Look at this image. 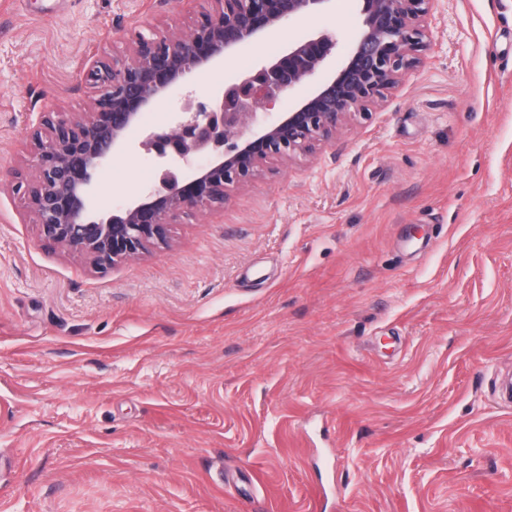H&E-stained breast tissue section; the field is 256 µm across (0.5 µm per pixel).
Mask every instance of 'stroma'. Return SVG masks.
Instances as JSON below:
<instances>
[{
  "label": "stroma",
  "mask_w": 512,
  "mask_h": 512,
  "mask_svg": "<svg viewBox=\"0 0 512 512\" xmlns=\"http://www.w3.org/2000/svg\"><path fill=\"white\" fill-rule=\"evenodd\" d=\"M184 0H0V170L84 112L91 50ZM354 0L201 71L255 73ZM421 66L335 145L106 273L0 190V512H512V0H438ZM113 156L94 204L156 184Z\"/></svg>",
  "instance_id": "1"
}]
</instances>
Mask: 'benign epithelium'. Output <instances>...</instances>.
Returning <instances> with one entry per match:
<instances>
[{
  "label": "benign epithelium",
  "mask_w": 512,
  "mask_h": 512,
  "mask_svg": "<svg viewBox=\"0 0 512 512\" xmlns=\"http://www.w3.org/2000/svg\"><path fill=\"white\" fill-rule=\"evenodd\" d=\"M331 0H188V31L168 18L147 30L121 27L124 54L94 51L80 75L91 101L65 117L53 110L28 122L25 151L0 172V188L25 203V217L50 248H63L100 273L166 245L184 217L221 211L230 189L255 179L270 162H291L336 144L347 121L367 115L422 62L436 0H356L359 26L341 65L328 64L333 33L303 36L222 95L188 102L168 128L141 146L159 161L154 187L117 211L93 207L104 164L127 149L144 114L176 86L238 48L281 31ZM310 84L288 112L267 118L279 95ZM208 162L181 168L195 156Z\"/></svg>",
  "instance_id": "obj_1"
}]
</instances>
